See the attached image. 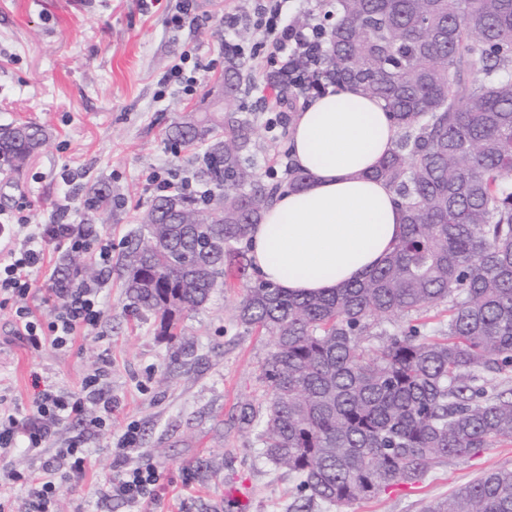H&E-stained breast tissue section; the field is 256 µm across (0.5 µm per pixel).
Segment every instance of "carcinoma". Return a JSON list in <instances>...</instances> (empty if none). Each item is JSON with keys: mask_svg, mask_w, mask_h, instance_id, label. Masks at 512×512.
<instances>
[{"mask_svg": "<svg viewBox=\"0 0 512 512\" xmlns=\"http://www.w3.org/2000/svg\"><path fill=\"white\" fill-rule=\"evenodd\" d=\"M322 75L384 103L398 129L372 176L394 191L405 231L363 279L293 295L245 284L238 316L271 337L268 400L255 424L265 456L306 502L338 509L419 481L450 459L512 444V0H323ZM241 64L224 71V111L174 123L172 144L209 141L203 200H152L121 262L131 305L167 333L251 268L247 242L286 183L250 162L237 102ZM44 127H0V159L23 167ZM446 320L432 335L420 316ZM376 342H370L371 337ZM428 512H512V470L487 471Z\"/></svg>", "mask_w": 512, "mask_h": 512, "instance_id": "1", "label": "carcinoma"}]
</instances>
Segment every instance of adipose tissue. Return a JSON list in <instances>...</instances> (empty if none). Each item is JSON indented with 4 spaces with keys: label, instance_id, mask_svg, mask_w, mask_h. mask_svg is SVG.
Listing matches in <instances>:
<instances>
[{
    "label": "adipose tissue",
    "instance_id": "adipose-tissue-1",
    "mask_svg": "<svg viewBox=\"0 0 512 512\" xmlns=\"http://www.w3.org/2000/svg\"><path fill=\"white\" fill-rule=\"evenodd\" d=\"M398 130L379 100L355 86L315 98L291 125L288 146L309 174L282 190L249 236L256 274L292 294L364 278L403 234L392 189L369 171Z\"/></svg>",
    "mask_w": 512,
    "mask_h": 512
}]
</instances>
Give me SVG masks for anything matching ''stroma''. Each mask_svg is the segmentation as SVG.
I'll list each match as a JSON object with an SVG mask.
<instances>
[{
	"label": "stroma",
	"mask_w": 512,
	"mask_h": 512,
	"mask_svg": "<svg viewBox=\"0 0 512 512\" xmlns=\"http://www.w3.org/2000/svg\"><path fill=\"white\" fill-rule=\"evenodd\" d=\"M180 2L158 0L147 9L142 0H0V125L34 122L49 131L21 170L0 165V225L22 215L34 224H86L112 242L113 264L100 275L104 314L73 345L30 350L13 331L11 311L0 310V395L20 412L44 388L77 393L101 362L110 366L95 388L112 400L103 430L72 419L39 450L0 454V469L42 473L59 463L61 448L81 440L92 467L64 490L59 504L66 512H131L109 483L147 464L159 480L142 512H239L228 490L244 480L250 512H294L301 504L295 475L266 458L242 421L243 407L264 411L261 365L271 348L269 337L237 317L243 281L227 272L224 287L180 322L173 340L161 335L154 315L132 313L122 288L121 256L156 195L150 175L206 188L198 178L203 147L170 145L165 131L221 92L224 14L252 5L195 0L196 22L177 27L171 19ZM185 52L198 64L191 95L161 86ZM243 64L252 86L242 111L255 129L250 159L265 181H277L288 163V137L280 127L267 131L259 117L265 68L248 57ZM101 186L106 201L84 208ZM130 426L137 448L120 463L114 450ZM498 468L512 469V445L449 460L350 512H426Z\"/></svg>",
	"instance_id": "1"
}]
</instances>
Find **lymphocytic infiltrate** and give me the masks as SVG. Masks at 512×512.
Here are the masks:
<instances>
[{"mask_svg": "<svg viewBox=\"0 0 512 512\" xmlns=\"http://www.w3.org/2000/svg\"><path fill=\"white\" fill-rule=\"evenodd\" d=\"M243 26L252 27L269 43L271 50L264 66L269 73L287 74L291 95L305 99L324 92L325 85L318 76L323 53L318 27L289 20L288 0H255L252 12L225 13V54L244 55V45L235 38ZM300 60L305 63L301 69L296 66ZM48 248L60 254L91 253L104 269L112 264L111 240H92L81 224H39L19 244L8 248L5 258L0 259V308L12 310L18 336L34 350L46 344L65 347L75 340L79 330L97 323L103 315L98 284L87 281L77 271L60 278L45 270L44 251ZM42 283L58 300L45 320L37 318L28 304ZM111 415V399L65 395L46 389L34 401L28 415L0 409V450L40 448L65 420L77 417L97 428ZM62 459L63 470L58 474L26 476L10 471L0 479L8 485L23 486L33 512H56L64 485L82 480L89 469V454L80 443L65 448Z\"/></svg>", "mask_w": 512, "mask_h": 512, "instance_id": "1", "label": "lymphocytic infiltrate"}]
</instances>
